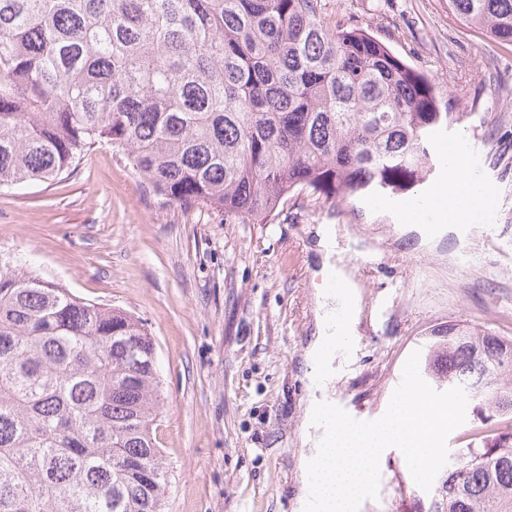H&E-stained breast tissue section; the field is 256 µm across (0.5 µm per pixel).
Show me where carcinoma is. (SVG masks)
<instances>
[{
    "label": "carcinoma",
    "instance_id": "obj_1",
    "mask_svg": "<svg viewBox=\"0 0 512 512\" xmlns=\"http://www.w3.org/2000/svg\"><path fill=\"white\" fill-rule=\"evenodd\" d=\"M448 10L512 46V0ZM456 97L324 0H0V190L107 145L164 206L269 224L436 187ZM430 336L428 371L493 433L412 512H512V338ZM153 352L142 320L0 253V512H162Z\"/></svg>",
    "mask_w": 512,
    "mask_h": 512
}]
</instances>
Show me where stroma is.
<instances>
[{"label": "stroma", "instance_id": "obj_1", "mask_svg": "<svg viewBox=\"0 0 512 512\" xmlns=\"http://www.w3.org/2000/svg\"><path fill=\"white\" fill-rule=\"evenodd\" d=\"M325 3L464 88L460 119L434 150L463 145L469 174L488 189L469 221L410 219L414 198L395 196L228 224L160 207L108 146L67 177L0 192V251L146 323L163 398V512H303L324 434L311 422L316 403L380 418L437 325L512 337V47L493 46L448 0ZM336 265L357 286V309L342 320L344 296L322 285ZM321 335L336 340L326 376L311 369ZM380 474L359 512H406L417 485L399 449L383 451Z\"/></svg>", "mask_w": 512, "mask_h": 512}]
</instances>
